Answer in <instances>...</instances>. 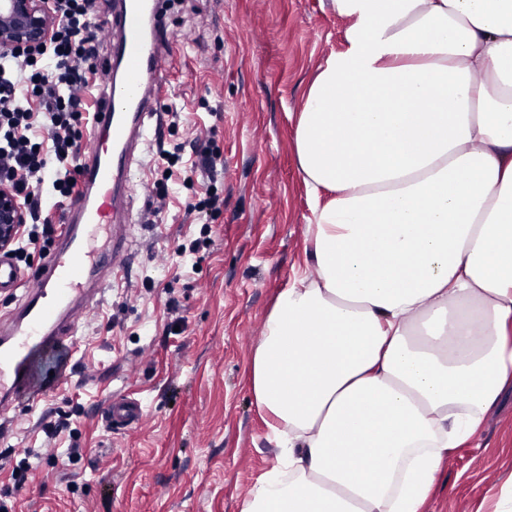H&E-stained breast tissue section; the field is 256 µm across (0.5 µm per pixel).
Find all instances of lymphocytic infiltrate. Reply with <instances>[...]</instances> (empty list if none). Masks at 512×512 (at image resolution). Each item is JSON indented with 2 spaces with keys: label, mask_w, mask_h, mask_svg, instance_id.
Masks as SVG:
<instances>
[{
  "label": "lymphocytic infiltrate",
  "mask_w": 512,
  "mask_h": 512,
  "mask_svg": "<svg viewBox=\"0 0 512 512\" xmlns=\"http://www.w3.org/2000/svg\"><path fill=\"white\" fill-rule=\"evenodd\" d=\"M92 0H53L52 40L35 54L0 56V181L10 183L31 219L14 248L51 238L49 196L69 198L79 166L72 140L87 109L84 92L98 71L100 37L89 13ZM46 129L50 147H37L34 127Z\"/></svg>",
  "instance_id": "f902f5d3"
}]
</instances>
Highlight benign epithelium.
Instances as JSON below:
<instances>
[{
	"instance_id": "1",
	"label": "benign epithelium",
	"mask_w": 512,
	"mask_h": 512,
	"mask_svg": "<svg viewBox=\"0 0 512 512\" xmlns=\"http://www.w3.org/2000/svg\"><path fill=\"white\" fill-rule=\"evenodd\" d=\"M56 24L51 0H0V55L42 48ZM27 213L13 189L0 184V249L13 246Z\"/></svg>"
}]
</instances>
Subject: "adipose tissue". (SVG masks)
<instances>
[{"instance_id": "obj_1", "label": "adipose tissue", "mask_w": 512, "mask_h": 512, "mask_svg": "<svg viewBox=\"0 0 512 512\" xmlns=\"http://www.w3.org/2000/svg\"><path fill=\"white\" fill-rule=\"evenodd\" d=\"M295 128L313 275L249 387L278 463L241 512H423L512 388V0H332Z\"/></svg>"}]
</instances>
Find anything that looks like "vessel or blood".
<instances>
[{
	"instance_id": "b4317fda",
	"label": "vessel or blood",
	"mask_w": 512,
	"mask_h": 512,
	"mask_svg": "<svg viewBox=\"0 0 512 512\" xmlns=\"http://www.w3.org/2000/svg\"><path fill=\"white\" fill-rule=\"evenodd\" d=\"M163 0H122L112 15L121 38L105 56L102 68L117 71L118 82H104L100 105L90 127L91 152L79 169L78 190L66 208L67 222L55 249L45 258L34 283L13 259L0 256V292L14 295L15 309L0 320V417L11 412L31 389L36 353L74 348L79 313L100 295L111 271L94 258L95 241L112 232L113 252H122V229L128 221L123 173L148 141L146 117L153 101L167 90L158 58L166 41ZM108 423L135 432L147 418L138 401L110 403Z\"/></svg>"
}]
</instances>
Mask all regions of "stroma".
Wrapping results in <instances>:
<instances>
[{
    "instance_id": "obj_1",
    "label": "stroma",
    "mask_w": 512,
    "mask_h": 512,
    "mask_svg": "<svg viewBox=\"0 0 512 512\" xmlns=\"http://www.w3.org/2000/svg\"><path fill=\"white\" fill-rule=\"evenodd\" d=\"M162 18L169 90L132 166L129 250L83 314L67 368L43 355L48 390L0 427L6 512H240L277 463L247 365L276 296L310 267L295 122L317 66L344 48L349 21L331 0H171ZM205 127L222 160L217 180L194 173L188 190L179 169L157 184L160 148L183 145L191 160ZM209 190L220 207L189 212ZM194 240L199 251L180 255ZM120 394L148 414L136 433L105 423ZM59 419L70 428L48 436L46 423ZM511 479L512 392L471 442L449 450L427 512H490Z\"/></svg>"
}]
</instances>
